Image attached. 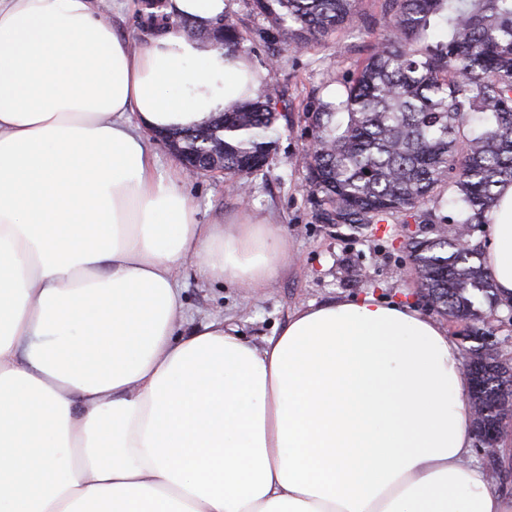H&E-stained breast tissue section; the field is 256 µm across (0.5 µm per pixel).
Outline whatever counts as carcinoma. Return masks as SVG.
<instances>
[{"instance_id": "cac0c4a2", "label": "carcinoma", "mask_w": 512, "mask_h": 512, "mask_svg": "<svg viewBox=\"0 0 512 512\" xmlns=\"http://www.w3.org/2000/svg\"><path fill=\"white\" fill-rule=\"evenodd\" d=\"M269 22L271 62L314 47L353 21L356 0H246ZM387 33L369 48L341 99L313 95L306 183L317 224L354 230L395 215L439 223L435 237L406 248L429 308L480 321L500 300L475 249L454 240L489 223L500 188L512 185V0H385ZM243 53L238 23L224 13V55ZM285 117L272 98L236 103L204 125L175 131L203 160L224 145V179L250 183L267 164ZM432 207H427V204ZM448 208L456 217H439ZM475 435L512 404V365L484 345L465 350Z\"/></svg>"}]
</instances>
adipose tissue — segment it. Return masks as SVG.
<instances>
[{
    "instance_id": "adipose-tissue-1",
    "label": "adipose tissue",
    "mask_w": 512,
    "mask_h": 512,
    "mask_svg": "<svg viewBox=\"0 0 512 512\" xmlns=\"http://www.w3.org/2000/svg\"><path fill=\"white\" fill-rule=\"evenodd\" d=\"M134 48L98 0H0V512H512L473 458L457 344L365 294L257 347L183 331L176 272L265 288L285 233L202 224L157 131L256 99L266 74L177 28ZM485 264L512 298V186Z\"/></svg>"
}]
</instances>
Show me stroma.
<instances>
[{"instance_id": "stroma-1", "label": "stroma", "mask_w": 512, "mask_h": 512, "mask_svg": "<svg viewBox=\"0 0 512 512\" xmlns=\"http://www.w3.org/2000/svg\"><path fill=\"white\" fill-rule=\"evenodd\" d=\"M229 4L244 35L245 54L257 68H267V21L247 12L243 0ZM357 10L355 26L337 31L309 52L281 54L264 93L287 99V117L267 165L251 180L249 200L233 192L220 174H200L188 182L200 223L246 215L285 231L289 244L286 268L258 292L207 283L198 279L193 266L183 268L179 286L193 323L220 318L260 345L277 334L290 314L312 304L371 293L423 309L404 241L410 231L421 238L434 237L435 225L414 223L406 228L393 221L356 231L343 224H317L304 187L308 97L314 90L325 93L336 78L352 73L384 23V0H359Z\"/></svg>"}]
</instances>
